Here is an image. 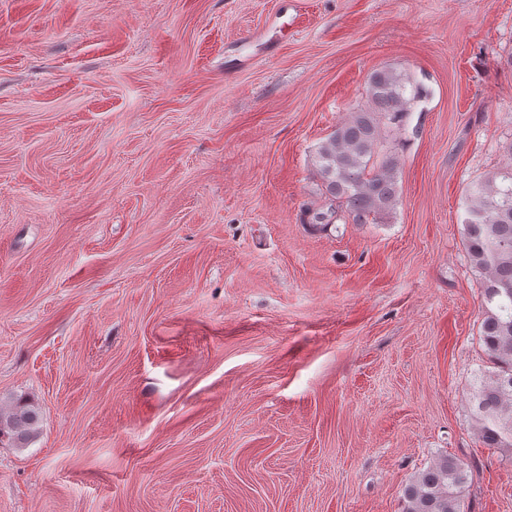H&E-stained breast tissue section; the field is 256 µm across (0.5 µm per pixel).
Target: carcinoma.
Here are the masks:
<instances>
[{"label":"carcinoma","instance_id":"1","mask_svg":"<svg viewBox=\"0 0 512 512\" xmlns=\"http://www.w3.org/2000/svg\"><path fill=\"white\" fill-rule=\"evenodd\" d=\"M366 102L336 125L314 152L313 167L328 206L307 211L308 224L325 231L342 219L377 224L398 204L400 159L387 146L398 128L430 96L415 75L392 67L369 74ZM463 244L483 277L479 333L490 366L473 378L471 418L483 443L512 460V165L478 182L460 216ZM41 409L29 397L0 412V445L28 448L39 436ZM470 470L444 456L418 472L403 491L404 512H466Z\"/></svg>","mask_w":512,"mask_h":512}]
</instances>
